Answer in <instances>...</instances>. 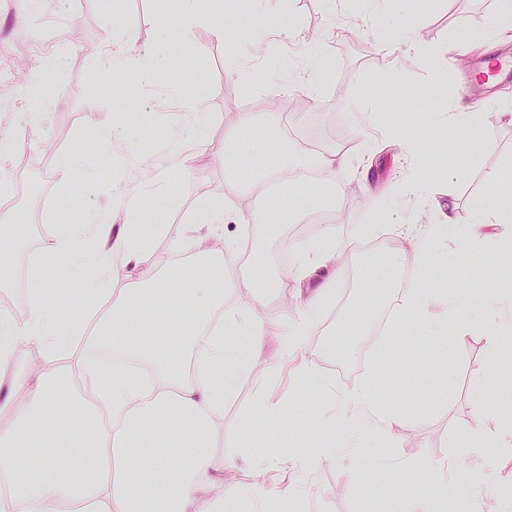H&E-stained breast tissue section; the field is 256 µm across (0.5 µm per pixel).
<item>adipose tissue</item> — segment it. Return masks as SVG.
<instances>
[{
    "mask_svg": "<svg viewBox=\"0 0 512 512\" xmlns=\"http://www.w3.org/2000/svg\"><path fill=\"white\" fill-rule=\"evenodd\" d=\"M122 207L126 222L118 225L107 215L77 218L71 205L60 206L56 221L61 230L43 243L31 267L26 318L17 321L0 313V388H7L14 411L11 427L0 429V512H195L200 496L217 486L228 466L211 446L212 433L224 426L225 407L236 397L224 386L223 368L246 372L274 332L282 338L278 361L291 365L304 355L321 303L336 288L335 245L299 242L293 291L301 310L295 317L271 327L260 312L268 280L244 275L234 288L252 300V309L216 319V309L224 304V263L237 244L228 240L214 248L208 239L225 220L240 217V210L221 199L208 201L193 206L185 223L156 225V233L199 246L191 265L160 276L149 262L147 240L132 231L142 222L145 205L128 196ZM499 226L512 239V203L491 193L470 235L479 238ZM63 258L98 271L88 284L91 300L83 312L82 337L45 291V269ZM118 268L132 270L138 280L106 297L103 287ZM161 296L172 301L178 320L157 341L138 332L134 317L146 298ZM22 345L43 354L41 367L11 365ZM79 345L109 346L146 361L155 378L146 387L119 369L111 384L100 385L94 365L61 363V355ZM79 377L94 382L93 393L77 389ZM149 425L160 434L156 448L130 466ZM289 464L286 458L274 464L254 460L265 477L247 491L257 508L265 507L268 489L289 497Z\"/></svg>",
    "mask_w": 512,
    "mask_h": 512,
    "instance_id": "1",
    "label": "adipose tissue"
}]
</instances>
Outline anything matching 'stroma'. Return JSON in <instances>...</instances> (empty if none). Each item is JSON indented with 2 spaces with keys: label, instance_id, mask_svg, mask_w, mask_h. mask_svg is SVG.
Instances as JSON below:
<instances>
[{
  "label": "stroma",
  "instance_id": "1",
  "mask_svg": "<svg viewBox=\"0 0 512 512\" xmlns=\"http://www.w3.org/2000/svg\"><path fill=\"white\" fill-rule=\"evenodd\" d=\"M240 0H197L198 17L186 27L183 40L161 42L187 0H0V200L19 205L22 168L41 181L47 202L38 220L29 224L26 239L11 251L10 272L0 278V306L25 310L28 271L42 243L56 231L53 212L63 197L80 195L92 211H117L120 196L129 192L146 204L167 211V221L182 223L196 203L227 198L245 213V220L223 226L224 237L239 244L236 275L261 268L275 280L294 276L293 242L316 243L324 233H347L348 219L369 223V230L351 240L336 257L339 281L323 303L320 321L307 338V362L325 378L311 389L304 381L289 382L279 374L274 355L281 339L270 336L264 354L254 358L247 375L227 372L225 388L237 391L236 403L225 410V423H235L248 411L257 383H265L273 401L286 410L287 422L258 426L250 435L224 433L213 445L225 457L238 460L215 496L225 487L246 489L260 484L251 457L276 458L290 452L297 458L288 471L295 493L287 504L267 499L270 512H406L407 494L424 496L439 464L449 466L447 487L439 491L442 512H512V498L500 490L512 486V449L487 443L479 456L463 447L471 432H495L501 422L500 394L490 381L512 370V334L497 358L488 355L485 329L477 317L504 294L512 279L503 270L512 259L485 242H470L466 232L484 199L490 172L503 173L502 191L512 193V123L501 114L512 107V78L467 92L473 61L480 49L470 47L475 32L486 29L497 0H415L411 18L417 45L403 51L395 68L383 64V46L374 30L395 15L396 0H270L267 13L249 10L248 23L275 30L274 49L250 42L219 41L212 33L218 19L237 18ZM113 43H106L105 34ZM125 49L131 55H153L159 67L150 81L135 69L115 80L100 66L109 53ZM325 59L323 68H288L289 58L305 59L311 50ZM42 70L47 91L43 121H28L27 77ZM379 97L375 132L403 131L423 147L410 161L395 146H381L360 125L359 109L368 93ZM303 102L294 121L269 125L279 102ZM128 109L126 138L105 147L96 140L99 128L112 124ZM454 110L476 112L478 126L459 132L440 115ZM258 119L250 140L254 157L240 163L235 140L242 113ZM317 140L325 150L349 155L344 170L323 173L315 183L274 178L254 182L252 168L278 165L276 141L292 144ZM223 149V161L212 159ZM80 154L96 170L90 181L61 184L53 158ZM192 162L187 173L178 165ZM417 166L435 202L455 204L458 224L448 247L421 263L407 225L434 223L432 204L399 193L410 166ZM181 179L172 192L157 178L159 171ZM280 192L334 194L344 186L345 201L332 208L326 223L303 229L266 223L269 186ZM384 216L373 224L370 200ZM402 264L391 273L383 267L392 254ZM93 269L68 263L48 269V294L63 318L76 316L74 302L86 299V282ZM428 292H447L456 318L468 322L471 333L445 329L421 335L415 320H393L383 335L372 338L375 297L370 287L392 290L390 304L410 284ZM372 389L392 424L375 430L368 421L318 428L317 420L358 387ZM370 439L371 466L366 475L348 480L346 437L353 431ZM330 441L336 453L304 464L316 440Z\"/></svg>",
  "mask_w": 512,
  "mask_h": 512
}]
</instances>
